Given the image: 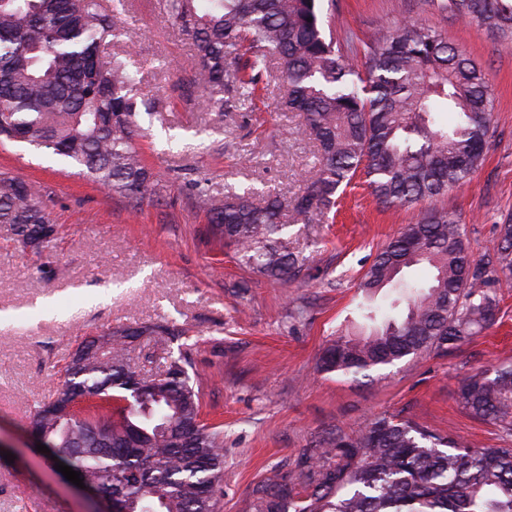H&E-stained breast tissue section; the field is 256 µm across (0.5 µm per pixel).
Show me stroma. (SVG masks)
I'll return each instance as SVG.
<instances>
[{
	"instance_id": "35a3bbf8",
	"label": "stroma",
	"mask_w": 512,
	"mask_h": 512,
	"mask_svg": "<svg viewBox=\"0 0 512 512\" xmlns=\"http://www.w3.org/2000/svg\"><path fill=\"white\" fill-rule=\"evenodd\" d=\"M397 1L332 0L324 11L334 37L352 35L346 52L357 57L397 16ZM401 1L466 50L492 85L490 148L470 180L440 201L462 224L475 258H489L500 224L512 216V44L452 14L422 10L420 0ZM123 12L111 49L134 56L156 109L138 115V148L153 173L139 209L51 153L0 146V171L41 187L58 230L36 254L0 224V512H89L51 453L33 445L35 410L60 388L84 338L164 320L191 336L202 419L224 428L219 512H254L256 486L288 472L321 435L352 434L381 415L476 446L504 443L494 425L459 405L457 391L479 369L512 364V288L497 292V323L446 355L407 358L367 377L318 372L332 333L358 318L357 285L378 248L416 222L418 209L379 206L356 177L334 220L302 231L305 281L280 285L251 275L209 233L198 189L293 197L317 149L299 116L280 111V83H270L257 111L204 109L189 82L192 44L170 21L166 0H123ZM243 281L248 290L237 291Z\"/></svg>"
}]
</instances>
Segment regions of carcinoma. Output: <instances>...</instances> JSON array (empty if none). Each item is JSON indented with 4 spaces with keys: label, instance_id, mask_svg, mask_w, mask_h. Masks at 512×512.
I'll use <instances>...</instances> for the list:
<instances>
[{
    "label": "carcinoma",
    "instance_id": "1",
    "mask_svg": "<svg viewBox=\"0 0 512 512\" xmlns=\"http://www.w3.org/2000/svg\"><path fill=\"white\" fill-rule=\"evenodd\" d=\"M499 40L512 42V0H422ZM170 18L192 41L190 83L211 111L256 101L277 73L281 106L296 112L318 147L317 162L288 201L252 193L217 197L201 189L198 206L212 231L245 268L280 283L306 276L301 230L336 205L357 173L383 207L429 204L377 253L358 288L374 322L365 335L332 341L318 371L365 374L448 349L492 326L497 289L512 288V221L500 225L494 257L474 259L461 224L435 201L481 164L491 137L494 97L484 70L412 15H401L347 59L326 33L322 0H168ZM123 19L103 0H0V145L50 149L101 189L140 204L152 173L136 147L142 94L127 54L106 51ZM455 115L444 125L437 114ZM292 208L293 223L281 222ZM0 224L23 247L51 242L39 187L0 173ZM426 264L425 286L404 270ZM391 289L405 304L398 318L375 323L374 298ZM178 343L162 376L145 380L127 360L144 336ZM184 333L163 323L128 326L82 342L70 354L61 388L33 418L54 454L95 490L129 512H218L223 494L224 431L201 423L200 372ZM96 397L107 413L72 412L75 397ZM473 417L512 436V364L471 376L457 394ZM256 512H512V446L474 448L410 420L379 416L358 432L332 433L304 452L303 465L265 481Z\"/></svg>",
    "mask_w": 512,
    "mask_h": 512
}]
</instances>
